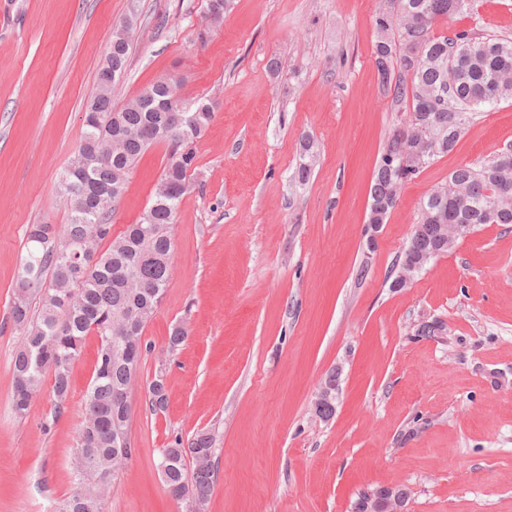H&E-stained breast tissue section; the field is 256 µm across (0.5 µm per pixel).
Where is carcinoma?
Masks as SVG:
<instances>
[{"instance_id":"carcinoma-1","label":"carcinoma","mask_w":512,"mask_h":512,"mask_svg":"<svg viewBox=\"0 0 512 512\" xmlns=\"http://www.w3.org/2000/svg\"><path fill=\"white\" fill-rule=\"evenodd\" d=\"M472 0H384L375 19L380 37L374 59L391 107L405 112L376 163L368 223L384 224L403 186L433 161L451 152L483 107L512 100V38L478 37L469 30L435 33L439 24L471 6ZM136 13L113 29L88 99L84 135L58 191L68 223L30 224L27 255L17 275L11 318L22 339L13 359L12 407L23 419L46 376L52 378L56 412L70 393V369L88 334L99 345L95 372L86 391L84 417L74 438L76 489L55 512H101L106 487L132 454L122 439L132 408L124 394L140 365L142 335L172 278L170 228L182 199L193 186L197 143L213 118L209 104L179 99L180 112L157 109L177 95L174 84L158 80L117 106V83L105 76L126 71ZM166 142L169 159L152 203L139 220L112 236V206L129 170L152 145ZM313 145L303 143L294 179L309 180ZM495 150L480 164L448 174L423 200L417 223L397 256L392 288L405 287L435 254L483 224H512V145ZM106 249H101L103 242ZM167 403L163 372L149 385V406ZM336 393L323 397L315 415L330 419ZM213 437L200 432L188 444L164 449L159 468L176 500L204 508L214 486ZM359 512H385L378 491L367 490Z\"/></svg>"}]
</instances>
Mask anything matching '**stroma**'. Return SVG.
Segmentation results:
<instances>
[{"label":"stroma","mask_w":512,"mask_h":512,"mask_svg":"<svg viewBox=\"0 0 512 512\" xmlns=\"http://www.w3.org/2000/svg\"><path fill=\"white\" fill-rule=\"evenodd\" d=\"M133 5L115 103L167 78L183 99H210L214 117L172 226L173 276L143 332L133 452L103 512H189L159 461L201 431L216 446L205 512H352L361 492L397 486L406 512H512V224L479 227L391 285L424 197L512 144V100L483 108L371 233L374 166L401 118L374 61L381 0H233L217 24L207 0H0V512H52L75 489L98 339L84 340L61 415L47 380L18 418L10 309L27 225L68 221L57 181L110 33ZM447 27L512 37V0H475ZM306 137L317 158L301 184ZM167 160L158 143L135 164L113 233L138 220ZM437 318L441 338L415 336ZM177 326L187 336L173 348ZM334 369L336 413L323 421L313 401ZM159 371L167 406L155 412Z\"/></svg>","instance_id":"stroma-1"}]
</instances>
